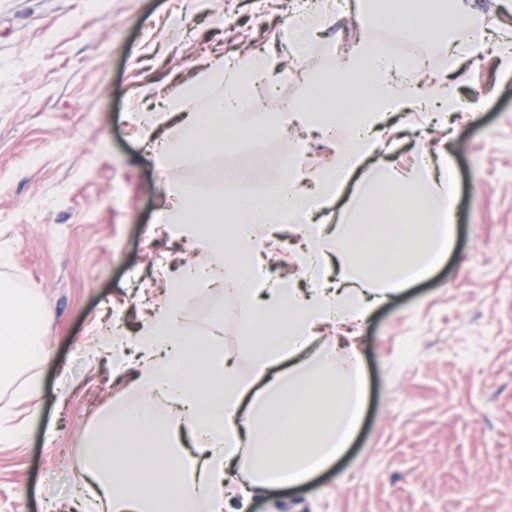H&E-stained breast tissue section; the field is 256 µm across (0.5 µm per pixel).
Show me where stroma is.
Wrapping results in <instances>:
<instances>
[{
    "instance_id": "1",
    "label": "stroma",
    "mask_w": 512,
    "mask_h": 512,
    "mask_svg": "<svg viewBox=\"0 0 512 512\" xmlns=\"http://www.w3.org/2000/svg\"><path fill=\"white\" fill-rule=\"evenodd\" d=\"M296 0H0V286L44 311L47 361L0 386V512H74L83 438L126 394L87 345L110 329L133 339L159 301L160 265L191 247L150 233L167 203L163 176L130 120L149 99L178 93L215 58L274 59L276 87L249 88L254 111L307 85L327 50L350 55L363 36L360 0H345L311 52L294 60L287 22ZM493 17L485 49L429 72L474 108L400 112L373 164L406 167L447 149L458 205L446 259L392 294L357 341L366 390L355 438L309 481L255 493L246 512H512V78L496 45L512 39V0H474ZM185 13L176 40L169 18ZM308 168L332 152L298 123L276 136Z\"/></svg>"
}]
</instances>
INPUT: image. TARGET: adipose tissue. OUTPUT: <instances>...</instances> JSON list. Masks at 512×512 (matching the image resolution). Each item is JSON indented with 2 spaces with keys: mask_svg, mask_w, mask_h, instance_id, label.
<instances>
[{
  "mask_svg": "<svg viewBox=\"0 0 512 512\" xmlns=\"http://www.w3.org/2000/svg\"><path fill=\"white\" fill-rule=\"evenodd\" d=\"M370 27L409 19L405 36L441 50L405 69L389 44L365 36L332 77L312 82L310 104H283L255 114L249 83H275L274 63L262 55L216 59L175 96L136 113L151 141V159L168 173L169 207L157 235L189 241L206 263L161 270L163 302L144 319L134 343L139 360L130 396L104 415L83 448L82 479L108 512H230L235 498L300 484L337 461L350 443L364 405L361 353L351 345L374 308L393 291L429 274L447 254L455 211L448 205L450 163L431 155L406 170L370 169V186L350 221L327 230L315 219L375 152L398 112L464 110L452 85H422L419 68L448 66L450 50L480 49L490 22L472 0H382ZM376 100L351 115L346 76ZM318 129L332 163L306 167L301 149L280 160L268 180V137L283 122ZM227 149L245 159L221 173L224 191L199 192L175 179L203 150ZM300 227L294 261L310 284L264 281L269 244L283 225ZM223 289L239 306L235 320L254 371L246 375L225 355L223 320L196 338L182 325L199 294ZM33 301L0 291V378L31 358H48L40 343ZM333 340H322L327 326Z\"/></svg>",
  "mask_w": 512,
  "mask_h": 512,
  "instance_id": "1",
  "label": "adipose tissue"
}]
</instances>
